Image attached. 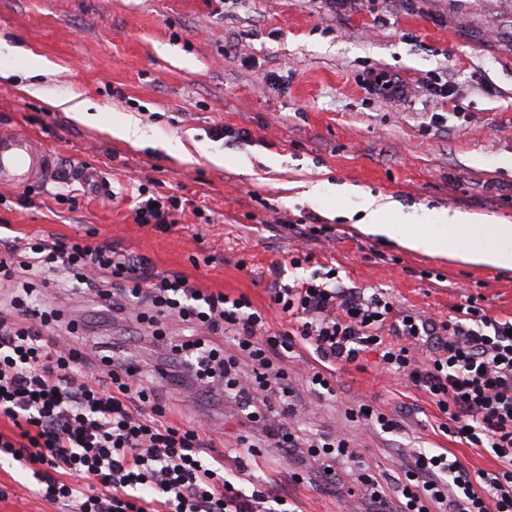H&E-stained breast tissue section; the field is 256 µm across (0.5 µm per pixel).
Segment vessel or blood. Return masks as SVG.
I'll return each instance as SVG.
<instances>
[{
    "instance_id": "obj_1",
    "label": "vessel or blood",
    "mask_w": 512,
    "mask_h": 512,
    "mask_svg": "<svg viewBox=\"0 0 512 512\" xmlns=\"http://www.w3.org/2000/svg\"><path fill=\"white\" fill-rule=\"evenodd\" d=\"M55 172V157L39 137L0 132V185L45 183Z\"/></svg>"
}]
</instances>
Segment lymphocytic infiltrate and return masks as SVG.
I'll list each match as a JSON object with an SVG mask.
<instances>
[{"instance_id":"lymphocytic-infiltrate-1","label":"lymphocytic infiltrate","mask_w":512,"mask_h":512,"mask_svg":"<svg viewBox=\"0 0 512 512\" xmlns=\"http://www.w3.org/2000/svg\"><path fill=\"white\" fill-rule=\"evenodd\" d=\"M180 207L177 196L142 188L134 220L163 230ZM54 273L98 296L112 315L135 312L141 330L178 353L196 391L224 393L265 425L276 447L305 449L326 470L338 461L354 465L349 441L290 426L296 410L286 402L285 363L307 353L311 389L332 400L337 372L371 360L428 397L438 411L434 434L489 450L497 461L472 471L450 450H416L396 485L398 512H512V317L488 316L474 296L447 318L425 317L382 290L316 271L272 289V305L288 317L283 332L246 295L159 272L115 243L52 234L19 246L1 236L0 420L19 435L0 432V454L34 465L40 494L68 512H284L285 501L271 489L246 490V467L225 479L223 460L202 457L211 445L205 430L172 422L138 370L117 361L103 370L77 349L75 325L61 326L35 287ZM163 319L178 323L181 336L161 332ZM228 339L236 354H226ZM420 341L430 347L422 361L410 352ZM242 355L252 374L240 373ZM263 392L284 400L279 418L259 404Z\"/></svg>"}]
</instances>
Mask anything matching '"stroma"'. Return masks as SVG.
<instances>
[{
    "label": "stroma",
    "mask_w": 512,
    "mask_h": 512,
    "mask_svg": "<svg viewBox=\"0 0 512 512\" xmlns=\"http://www.w3.org/2000/svg\"><path fill=\"white\" fill-rule=\"evenodd\" d=\"M0 39L15 47L0 60V131L40 136L57 154L56 181L0 187V225L12 235L57 234L111 240L180 272L204 289L270 303L273 280L288 281L292 253L312 254L311 269L338 267L345 284L380 288L402 306L447 317L462 293L485 297L488 313L512 316V271L416 254L363 236L347 214L350 184L399 202L404 223L420 209L484 214L512 221V0H0ZM48 71L28 76L30 56ZM407 86L399 100L372 86L375 73ZM37 83L42 93H22ZM447 84L448 96L435 93ZM77 95L98 108L94 123L51 106ZM448 120L434 124V114ZM136 118L140 145L111 133L114 118ZM243 130L244 139L225 137ZM222 164H214V157ZM94 171L111 196L88 192L74 172ZM318 182L322 196H303ZM181 198L175 222L160 231L135 223L139 185ZM318 217L331 240L292 224ZM62 322H75L92 360L111 354L147 374L176 416L210 433L208 454L238 465L287 499L289 512H373L365 486L336 463L327 480L303 451L273 447L230 399L193 397L168 383V348L134 324H99V299L54 281L44 291ZM299 424L344 432L350 449L393 487L420 446L452 447L469 469H491L481 448L434 434L427 396L375 370L337 376L336 400L310 389L305 359L289 360ZM364 396L393 414L400 433L351 421ZM256 445L240 448V437ZM302 482H292V474ZM32 467L0 463V512H65L36 492Z\"/></svg>",
    "instance_id": "35a3bbf8"
}]
</instances>
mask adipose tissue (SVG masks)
<instances>
[{
  "label": "adipose tissue",
  "instance_id": "adipose-tissue-1",
  "mask_svg": "<svg viewBox=\"0 0 512 512\" xmlns=\"http://www.w3.org/2000/svg\"><path fill=\"white\" fill-rule=\"evenodd\" d=\"M338 193L358 196L354 227L361 234L426 256L512 270L511 222L468 212L424 210L399 224L393 219L395 204L388 198L347 184L339 186Z\"/></svg>",
  "mask_w": 512,
  "mask_h": 512
}]
</instances>
